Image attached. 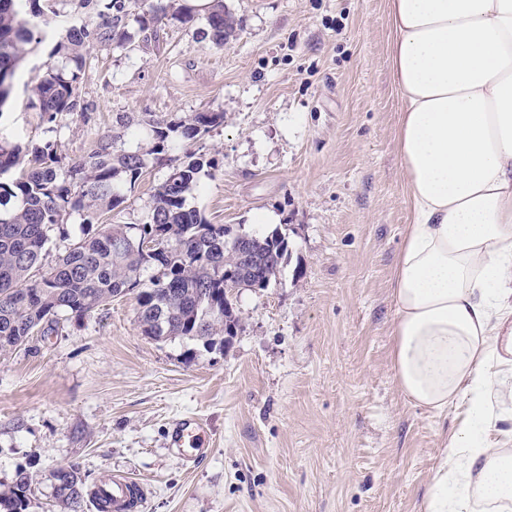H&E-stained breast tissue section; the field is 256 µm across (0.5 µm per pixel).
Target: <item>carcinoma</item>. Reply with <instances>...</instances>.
<instances>
[{"mask_svg":"<svg viewBox=\"0 0 512 512\" xmlns=\"http://www.w3.org/2000/svg\"><path fill=\"white\" fill-rule=\"evenodd\" d=\"M79 7L83 17L59 35L48 53L64 65L48 69L32 88L29 106L46 124L74 115L89 118V104L80 93L85 55L94 46L131 43L129 20L141 32L170 17L194 21L178 0H80ZM57 16V0H0V118L13 99L20 63L43 42L44 28ZM205 21L204 36L217 47L240 26L224 0H211ZM116 124L133 137L147 133L146 151L122 150L120 134H108L69 165L52 140L23 142L0 134V353L22 346L65 316L83 318L128 294L136 300L142 335L222 350L230 329L240 327L234 304L239 290L255 282L263 290L276 277L289 250L280 229L252 235L253 263L245 264L231 228L186 207L187 193L217 166L203 154L187 150L177 159L154 188L140 223H101L141 180L146 157L169 161L170 152L224 125V113H131L117 117ZM73 213L81 218L83 237L55 264L45 265L49 233L63 230ZM148 237L159 240V256L140 250L138 241ZM226 265L244 272L235 286L224 282ZM54 479L58 498L71 512H81L84 479L78 468H60ZM32 484V477L19 471L0 492V512H26Z\"/></svg>","mask_w":512,"mask_h":512,"instance_id":"obj_1","label":"carcinoma"}]
</instances>
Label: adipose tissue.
Masks as SVG:
<instances>
[{
    "mask_svg": "<svg viewBox=\"0 0 512 512\" xmlns=\"http://www.w3.org/2000/svg\"><path fill=\"white\" fill-rule=\"evenodd\" d=\"M412 222L392 276V367L414 405L461 408L423 512H512V0H389Z\"/></svg>",
    "mask_w": 512,
    "mask_h": 512,
    "instance_id": "1",
    "label": "adipose tissue"
}]
</instances>
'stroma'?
Returning <instances> with one entry per match:
<instances>
[{"label":"stroma","mask_w":512,"mask_h":512,"mask_svg":"<svg viewBox=\"0 0 512 512\" xmlns=\"http://www.w3.org/2000/svg\"><path fill=\"white\" fill-rule=\"evenodd\" d=\"M224 4L242 28L223 47L204 38L200 6L194 22L90 49L87 121L50 127L29 107L44 49L17 72L0 131L54 140L69 164L122 113H223L192 146L218 166L188 205L249 233L274 212L289 241L269 287L239 292L226 350L148 339L128 295L0 353V489L32 475L26 512H68L53 473L72 464L89 491L114 474L140 480L142 512H421L458 423L455 409L414 407L392 369L390 288L410 211L388 0ZM169 171L153 165L113 223H138ZM186 415L206 426V457L168 445Z\"/></svg>","instance_id":"obj_1"}]
</instances>
